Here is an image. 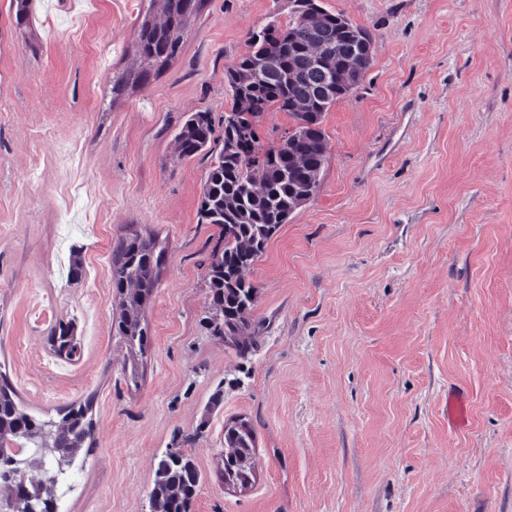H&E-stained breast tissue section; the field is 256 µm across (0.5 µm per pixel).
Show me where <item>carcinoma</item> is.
Masks as SVG:
<instances>
[{
  "instance_id": "carcinoma-1",
  "label": "carcinoma",
  "mask_w": 512,
  "mask_h": 512,
  "mask_svg": "<svg viewBox=\"0 0 512 512\" xmlns=\"http://www.w3.org/2000/svg\"><path fill=\"white\" fill-rule=\"evenodd\" d=\"M205 0H154L138 36L134 62L113 79L112 90L136 85L162 73L182 48V33ZM369 32L322 0H294L288 24L270 22L252 34L249 51L226 81L233 103L224 113V133L215 138L211 114L193 112L177 130L182 156L210 158L198 208L201 224L220 227L224 245L209 263L211 309L205 328L245 358L255 347L249 320L257 288L246 271L291 215L317 192L326 153L324 114L355 90L372 61ZM288 113L292 126L281 145L259 155L257 127L266 112ZM166 255L155 233L131 231L112 251V285L121 317L117 334L131 356L145 355L150 327L140 316L149 301ZM74 327L51 330L55 352L72 356ZM92 404L71 405L58 419L39 420L22 411L7 375L0 373V512H56L59 483L66 467L91 446ZM40 450L41 472L28 475L29 459L20 451ZM224 481L249 486L255 480V438L251 426L233 419L224 426ZM200 474L191 456L167 450L155 466L149 505L164 512H191Z\"/></svg>"
}]
</instances>
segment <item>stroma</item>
<instances>
[{"mask_svg": "<svg viewBox=\"0 0 512 512\" xmlns=\"http://www.w3.org/2000/svg\"><path fill=\"white\" fill-rule=\"evenodd\" d=\"M323 5L373 60L324 116L318 192L248 272L263 330L243 359L204 325L222 234L197 217L209 160L174 136L197 111L223 129L227 70L293 0H208L169 67L120 92L150 0H32L25 21L0 0V371L36 418L93 403L58 512H150L170 449L201 472L193 512H512V0ZM131 227L168 244L135 363L111 275ZM60 321L76 357L47 341ZM232 418L256 441L241 491ZM224 447L234 450L224 455V482L250 486L255 480V438L243 419H233L224 426Z\"/></svg>", "mask_w": 512, "mask_h": 512, "instance_id": "stroma-1", "label": "stroma"}]
</instances>
